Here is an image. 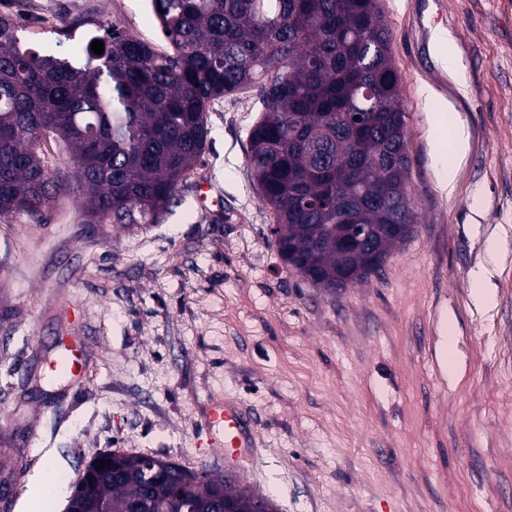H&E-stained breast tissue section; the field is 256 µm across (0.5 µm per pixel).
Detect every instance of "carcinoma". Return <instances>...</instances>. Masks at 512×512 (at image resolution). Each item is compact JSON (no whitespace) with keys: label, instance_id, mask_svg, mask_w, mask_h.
Returning <instances> with one entry per match:
<instances>
[{"label":"carcinoma","instance_id":"carcinoma-1","mask_svg":"<svg viewBox=\"0 0 512 512\" xmlns=\"http://www.w3.org/2000/svg\"><path fill=\"white\" fill-rule=\"evenodd\" d=\"M159 53L86 17L83 60L22 44L0 15V221H43L71 183L86 224L159 223L204 154L209 104L252 85L264 112L247 163L283 264L315 288L379 274L416 213L391 39L378 0H151ZM104 42L95 54L91 42ZM61 142L71 175L41 146ZM104 468L98 469L99 461ZM65 512H253L237 476L107 452Z\"/></svg>","mask_w":512,"mask_h":512}]
</instances>
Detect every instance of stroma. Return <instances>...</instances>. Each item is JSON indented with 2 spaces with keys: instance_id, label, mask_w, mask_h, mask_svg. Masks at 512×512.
<instances>
[{
  "instance_id": "1",
  "label": "stroma",
  "mask_w": 512,
  "mask_h": 512,
  "mask_svg": "<svg viewBox=\"0 0 512 512\" xmlns=\"http://www.w3.org/2000/svg\"><path fill=\"white\" fill-rule=\"evenodd\" d=\"M379 7L417 224L368 282L330 292L280 260L246 162L255 86L211 104L205 153L159 223L85 225L77 187L43 223L0 222V512H29L48 471L72 482L113 450L235 472L280 512H512V0ZM3 13L23 17L24 43L71 58L86 30L62 24L85 16L169 48L148 0H0ZM436 151L459 169L454 195ZM204 184L218 206L201 204ZM481 265L488 306L471 294ZM73 339L75 381L52 372ZM226 397L255 433L237 463L204 443Z\"/></svg>"
}]
</instances>
